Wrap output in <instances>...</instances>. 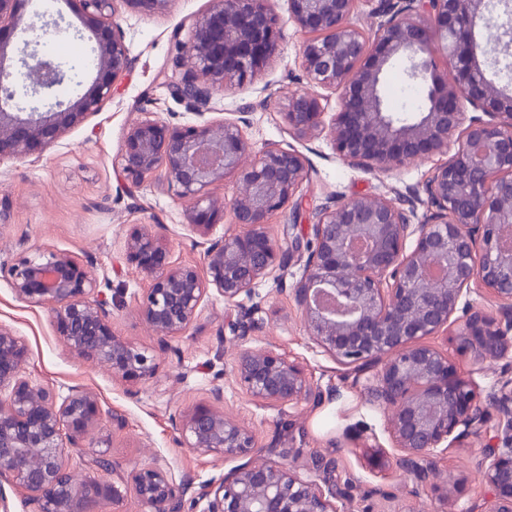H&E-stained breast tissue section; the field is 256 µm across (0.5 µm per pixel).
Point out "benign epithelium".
Wrapping results in <instances>:
<instances>
[{"mask_svg": "<svg viewBox=\"0 0 512 512\" xmlns=\"http://www.w3.org/2000/svg\"><path fill=\"white\" fill-rule=\"evenodd\" d=\"M67 2L80 20L74 36L94 41V77L58 99L68 70L40 49L32 29L20 27L29 0H0V164L42 154L112 99L130 67L118 3L155 13L170 0ZM359 2L288 0L289 19L304 37L301 67L314 87L289 98L288 131L298 139L328 133L336 154L366 171H392L432 155L446 160L400 204L328 197L282 251L267 219L286 206L295 214L303 209L296 192L309 175L306 155L270 144L254 149L244 116L172 124L144 109L119 155L123 180L133 187L161 180L191 201L186 220L203 238L204 267L171 261L151 225L134 227L126 252L149 281L137 314L164 341L182 335L204 300L217 295L238 308L232 331L245 342L261 326L240 308V298L254 295L272 271L303 264L289 293L309 337L355 376L375 371L365 390L369 401L391 410L392 466L411 479L412 493L429 488L438 512H454L463 483L442 476L437 459L491 431L482 450V480L490 489L483 512H512V376H502L485 399L472 374L431 342L452 329L457 350L476 361L512 355V89L488 77L500 49L481 47L475 36L479 23L493 21L503 46L512 45V0H376V22L368 30L352 22ZM426 17L437 22L454 61L446 78L435 74ZM280 37L273 0H213L187 36L180 27L173 33L170 96L203 116L216 92L257 76ZM394 62L426 88L423 109L409 118L385 104L383 85ZM20 79L43 108L16 101ZM324 91L339 103L328 122L320 109ZM466 104L477 111L468 119ZM231 176L243 182V193L229 200L210 195L211 186ZM419 205L426 220L414 224ZM227 212L240 231L212 236ZM7 274L18 299L51 306L71 353L126 380L154 376V357L112 330L100 283L76 255L39 251ZM474 285L495 309L461 304ZM27 358L25 341L0 325V482L28 493L38 512H87L94 501L118 507L131 495L147 512H183L185 488L159 467L134 469L112 483L78 482L64 463L70 452L106 461V451L85 445L98 423V399L75 389L57 401L51 389L23 374ZM233 379L269 405L318 407L333 396L272 348L243 350ZM213 400L182 420L183 447L246 462L203 486V512H350L352 490L336 477L335 458L303 462L300 451L282 450L276 459H259L253 430L224 413V391L214 390Z\"/></svg>", "mask_w": 512, "mask_h": 512, "instance_id": "1", "label": "benign epithelium"}]
</instances>
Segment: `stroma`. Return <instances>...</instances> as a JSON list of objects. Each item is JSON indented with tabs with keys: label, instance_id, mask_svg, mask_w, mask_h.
Masks as SVG:
<instances>
[{
	"label": "stroma",
	"instance_id": "1",
	"mask_svg": "<svg viewBox=\"0 0 512 512\" xmlns=\"http://www.w3.org/2000/svg\"><path fill=\"white\" fill-rule=\"evenodd\" d=\"M211 6L212 0H169L164 11L151 14L120 8L118 21L132 66L116 83L111 101L42 155L0 164V325L27 343V377L61 399L78 388L97 395L101 421L92 437L108 444L105 479L144 466L160 467L175 482L188 484L194 500L189 512H203L205 503L197 498L201 486L222 478L231 464L180 447L177 427L193 407L212 404V393L220 388L224 410L253 429L260 445L277 439L283 446L302 449L307 458L333 455L338 479L353 485V512H436L434 494L427 490L410 497L409 479L392 467L386 410L371 405L363 384L310 339L291 295L283 289L301 278L302 265L273 272L257 283L255 318L262 329L247 346L273 348L298 362L315 385L336 389V399L316 409L263 404L233 382L232 367L242 347L230 330L237 310L222 299H207L185 333L165 342L136 313L148 282L124 247L135 225H153L172 261L202 264L203 249L199 235L186 223L187 201L162 182L127 189L115 160L142 109L174 123L194 121V114L175 102L167 88L174 74L171 34ZM274 7L282 32L278 55L252 81L215 95L206 116L233 119L250 107L247 134L255 147L273 143L308 157L309 176L300 188L306 213L296 217L285 208L268 218L271 235L285 250L291 245L289 225L307 223L308 210L322 205L328 195H375L397 203L421 188L441 158L419 159L389 173L364 172L341 160L326 136L293 137L285 120L288 99L309 86L299 58L303 36L288 20V0H275ZM38 250L67 251L82 260L109 302L113 330L155 356L152 379L127 381L71 354L49 307L16 297L6 269ZM116 414L121 424H113ZM481 458V442L473 439L468 447L450 449L439 460L442 470L464 480L458 512H480L484 506ZM377 487L391 490L393 500L373 497Z\"/></svg>",
	"mask_w": 512,
	"mask_h": 512
}]
</instances>
